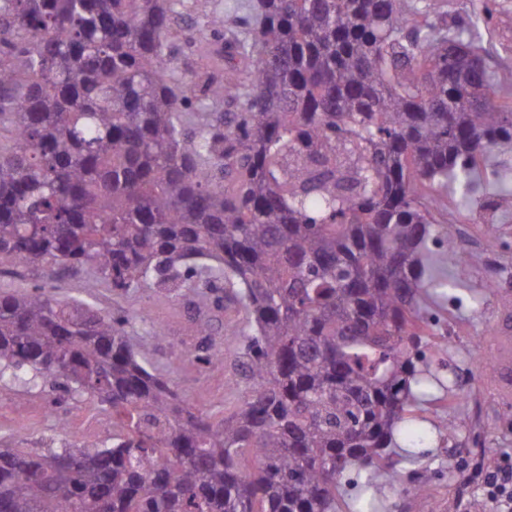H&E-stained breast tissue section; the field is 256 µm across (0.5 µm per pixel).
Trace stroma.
<instances>
[{
	"label": "stroma",
	"instance_id": "stroma-1",
	"mask_svg": "<svg viewBox=\"0 0 512 512\" xmlns=\"http://www.w3.org/2000/svg\"><path fill=\"white\" fill-rule=\"evenodd\" d=\"M489 66L496 75L498 96L512 97V9L495 14ZM436 227L452 226L464 248V257L453 265H437L454 290L450 299L430 297L428 337L421 348L419 365L442 380L441 388L429 399L414 403L408 412L410 427L418 438L411 453L383 461L385 472L396 475L393 484L383 485L375 494V512H406L407 501H414L417 512H471L479 503L482 512H496L485 500L484 489L475 471L490 463L512 462V397L498 389L493 373L480 370L476 356L493 355L494 338L503 329H512V314L502 311L501 298L492 294L488 283L495 276L481 263L483 249L498 251L512 265V215L500 218L492 209L463 204L458 194L448 193L433 209ZM50 283L61 298L93 303L115 317H128L140 307H148L166 329L163 343H155L143 329H134L133 343L151 359L160 372L176 386L189 404L214 413L242 400L233 383L241 376L238 340L225 336L224 324L243 320L240 306L231 305L214 329L221 333L224 364L207 367L184 359L183 351L199 344L187 327L194 311L182 298L149 289L127 295L94 281L91 272L57 268L47 274L40 266L24 263L0 266V289L24 292L32 286ZM24 402V415H17V402ZM454 415L460 427L454 439H446L437 427L447 415ZM112 418L99 405L65 393L61 386L43 385L20 393L11 386H0V446L25 448L50 454L63 445L93 440L109 443ZM431 471L429 491L415 497L404 493V486L415 484L421 471ZM465 485L468 496L454 498L458 485Z\"/></svg>",
	"mask_w": 512,
	"mask_h": 512
}]
</instances>
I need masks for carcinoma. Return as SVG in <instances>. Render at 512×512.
I'll return each instance as SVG.
<instances>
[{"label": "carcinoma", "mask_w": 512, "mask_h": 512, "mask_svg": "<svg viewBox=\"0 0 512 512\" xmlns=\"http://www.w3.org/2000/svg\"><path fill=\"white\" fill-rule=\"evenodd\" d=\"M183 0H0V264L89 267L195 305L185 356L243 346L240 404L185 403L114 317L45 284L0 291V384L52 380L112 411L108 445L0 448V512H336L428 396L418 352L434 235L420 185L483 200L477 160L512 143L480 28L430 0H233L229 65L173 54ZM241 97L238 112L224 99ZM365 476L366 471L357 467L345 472L336 498V512H352L359 507L364 497Z\"/></svg>", "instance_id": "cac0c4a2"}]
</instances>
